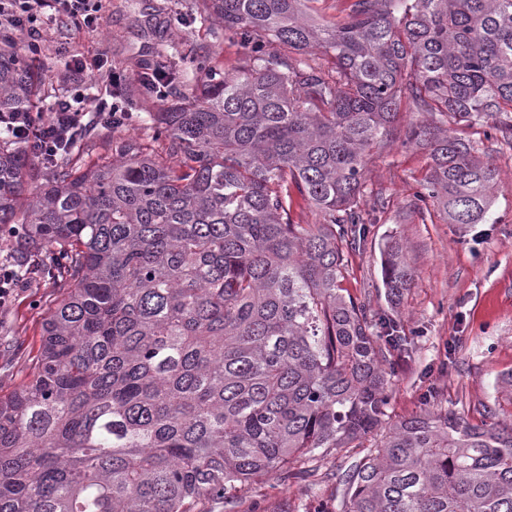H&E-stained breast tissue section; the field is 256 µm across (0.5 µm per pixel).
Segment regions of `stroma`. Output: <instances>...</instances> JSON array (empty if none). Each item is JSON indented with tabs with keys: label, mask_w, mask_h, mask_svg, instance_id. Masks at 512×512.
Segmentation results:
<instances>
[{
	"label": "stroma",
	"mask_w": 512,
	"mask_h": 512,
	"mask_svg": "<svg viewBox=\"0 0 512 512\" xmlns=\"http://www.w3.org/2000/svg\"><path fill=\"white\" fill-rule=\"evenodd\" d=\"M171 23L168 39L143 28V6ZM203 0H103L102 27L73 32L44 26L42 51L32 56V102L51 104L65 94L53 73L65 55L86 61L102 58L114 73L134 78L162 56H174L177 95L191 97L211 72L232 74L244 64L237 41L203 23ZM480 155L500 171L495 202L479 224H451L439 214L424 216L410 205L416 181L429 163L427 152L388 144L375 149L364 171L363 210L376 193L390 204L369 225L361 246L346 249L344 288L368 302L374 331L396 325L402 338L394 350V372L386 393L387 418L395 422L442 407L474 425L512 424V149L459 129ZM399 241L415 281L398 301L383 285L381 255L389 241ZM61 299L48 282L21 292L9 312L0 313V395L25 384L40 355L44 321ZM350 459L331 455L320 464L311 484L282 485L274 478L252 482L226 497L215 512H332Z\"/></svg>",
	"instance_id": "35a3bbf8"
}]
</instances>
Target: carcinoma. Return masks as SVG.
Here are the masks:
<instances>
[{
  "instance_id": "carcinoma-1",
  "label": "carcinoma",
  "mask_w": 512,
  "mask_h": 512,
  "mask_svg": "<svg viewBox=\"0 0 512 512\" xmlns=\"http://www.w3.org/2000/svg\"><path fill=\"white\" fill-rule=\"evenodd\" d=\"M205 2L246 64L191 102L160 87L150 140L96 159L86 131L35 160L0 135V228L34 185L8 254L62 294L0 396V512H211L356 448L341 512H512V426L388 421L393 341L342 288L365 161L405 100L427 118L404 143L430 158L411 205L486 219L500 172L450 127L512 147V0H355L333 23L311 0ZM30 80L0 48V113L29 111ZM294 190L321 223H293ZM382 278L396 299L415 280L397 241Z\"/></svg>"
}]
</instances>
